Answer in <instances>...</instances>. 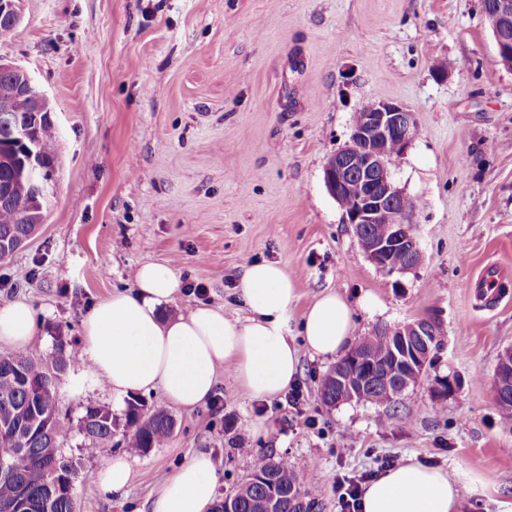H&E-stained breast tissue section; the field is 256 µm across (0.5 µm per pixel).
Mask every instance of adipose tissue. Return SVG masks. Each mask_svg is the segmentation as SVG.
Masks as SVG:
<instances>
[{"label":"adipose tissue","instance_id":"obj_1","mask_svg":"<svg viewBox=\"0 0 512 512\" xmlns=\"http://www.w3.org/2000/svg\"><path fill=\"white\" fill-rule=\"evenodd\" d=\"M135 289L114 291L82 321L81 356L86 380L123 398L162 387L168 402L184 409L205 404L220 368L255 398L285 392L299 373L300 356H334L348 348L354 309L335 292L322 294L303 314L299 337L288 334L286 317L298 294L294 281L271 261L248 266L239 298L245 318H225L222 309L198 305L164 316L180 281L166 264L137 268ZM37 333L36 312L24 300L0 304V344L29 347ZM467 475L456 465L432 466L408 458L373 479L362 512H460ZM218 476L211 457L193 454L162 484L152 512H211Z\"/></svg>","mask_w":512,"mask_h":512}]
</instances>
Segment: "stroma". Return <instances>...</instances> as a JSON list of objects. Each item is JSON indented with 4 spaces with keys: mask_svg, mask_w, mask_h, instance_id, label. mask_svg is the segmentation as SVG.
<instances>
[{
    "mask_svg": "<svg viewBox=\"0 0 512 512\" xmlns=\"http://www.w3.org/2000/svg\"><path fill=\"white\" fill-rule=\"evenodd\" d=\"M22 20L0 40V61L25 68L54 109L56 195L22 248L0 260V303L37 313L33 351L55 336L79 343L88 311L134 286L136 268L169 264L181 283L165 312L197 303L242 317L247 266L280 264L306 307L334 291L355 306L354 336L433 317L443 345L419 382L386 407L325 406L332 358L302 354L299 403L255 399L219 369L214 399L171 407L167 441L141 454L121 442L125 408L71 364L58 390L62 417L111 410L112 454L132 480L100 489L105 459L79 433L76 512H151L163 481L192 454L210 455L227 493L255 456L317 475L316 512H341L336 480L407 457L455 463L470 478L462 512L512 501V426L493 396L512 348V71L498 63L482 0H21ZM411 109L418 132L389 165L409 213L421 265L387 274L363 251L329 194L324 169L355 116L373 101ZM506 291L477 293L486 270ZM378 297L368 311L358 301ZM453 391L440 412L441 382Z\"/></svg>",
    "mask_w": 512,
    "mask_h": 512,
    "instance_id": "obj_1",
    "label": "stroma"
}]
</instances>
